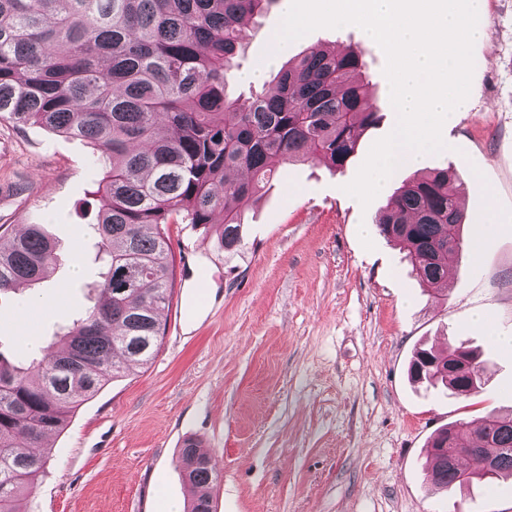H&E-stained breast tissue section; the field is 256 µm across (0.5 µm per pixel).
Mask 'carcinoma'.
Returning a JSON list of instances; mask_svg holds the SVG:
<instances>
[{
  "label": "carcinoma",
  "instance_id": "1",
  "mask_svg": "<svg viewBox=\"0 0 512 512\" xmlns=\"http://www.w3.org/2000/svg\"><path fill=\"white\" fill-rule=\"evenodd\" d=\"M275 0H0V121L40 125L91 142L109 166L91 231L104 271L96 304L26 367L0 356V512H35L32 488L45 472L46 438L77 406L131 367L148 364L164 335L174 256L162 226L219 224L218 245L241 246L244 209L284 164L311 156L336 171L357 154L380 116L360 71L363 52L312 48L287 63L271 92L230 97L246 22ZM453 167L397 189L377 228L398 243L419 280L439 295L444 259L464 243V210ZM58 242L42 224L0 241V295L40 283ZM465 367L420 374L421 355ZM413 376L453 395L479 392L487 361L466 342L418 349ZM470 424L452 422L429 441L426 475L436 487L512 477V418L488 415L477 447ZM481 463L462 468L461 459ZM178 462L185 512H212L218 480L194 439Z\"/></svg>",
  "mask_w": 512,
  "mask_h": 512
}]
</instances>
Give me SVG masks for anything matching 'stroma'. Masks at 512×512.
Masks as SVG:
<instances>
[{
	"label": "stroma",
	"instance_id": "1",
	"mask_svg": "<svg viewBox=\"0 0 512 512\" xmlns=\"http://www.w3.org/2000/svg\"><path fill=\"white\" fill-rule=\"evenodd\" d=\"M283 17L274 4L249 25L240 71L271 50ZM470 106L444 128L465 199L464 240L488 202L502 223L479 255L453 257V286L433 298L404 252L375 224L387 194L368 206L347 195L375 141L397 122L386 57L357 26L322 28L293 42L361 47L363 75L382 118L336 172L317 159L284 165L246 208L242 246H215V225L170 224L177 263L197 253L211 303L188 335L166 330L147 366L132 367L81 402L52 436L34 485L38 512H167L186 492L177 467L186 438L219 473L213 512H512V479L438 490L426 481L427 441L441 426L512 413V356L471 325L485 311L512 335V0H483ZM104 176L87 141L37 125L0 122V226L46 225L58 242L52 278L0 298V355L28 363L92 307L102 267L89 226ZM50 302L42 312L34 300ZM467 342L491 362L480 394L447 397L412 382L415 349Z\"/></svg>",
	"mask_w": 512,
	"mask_h": 512
}]
</instances>
